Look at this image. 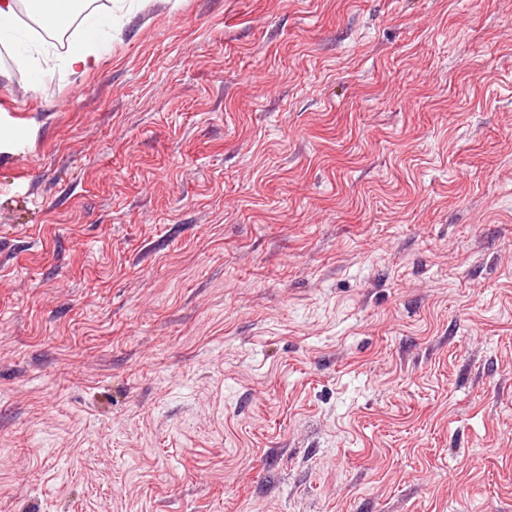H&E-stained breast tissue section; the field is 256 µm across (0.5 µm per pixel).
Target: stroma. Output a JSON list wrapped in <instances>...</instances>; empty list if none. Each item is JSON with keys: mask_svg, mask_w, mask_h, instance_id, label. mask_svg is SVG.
I'll use <instances>...</instances> for the list:
<instances>
[{"mask_svg": "<svg viewBox=\"0 0 512 512\" xmlns=\"http://www.w3.org/2000/svg\"><path fill=\"white\" fill-rule=\"evenodd\" d=\"M0 55V512H512V0H91ZM81 23L84 37L81 41L70 45L63 59L64 64L73 74H81L98 62L104 49L100 33L104 28H112V15L88 11L82 14Z\"/></svg>", "mask_w": 512, "mask_h": 512, "instance_id": "obj_1", "label": "stroma"}]
</instances>
